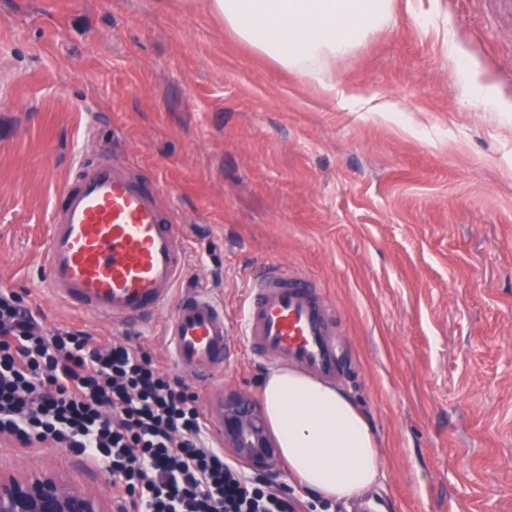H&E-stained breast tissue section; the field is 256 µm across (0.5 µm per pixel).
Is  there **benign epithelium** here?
Instances as JSON below:
<instances>
[{
  "label": "benign epithelium",
  "mask_w": 512,
  "mask_h": 512,
  "mask_svg": "<svg viewBox=\"0 0 512 512\" xmlns=\"http://www.w3.org/2000/svg\"><path fill=\"white\" fill-rule=\"evenodd\" d=\"M224 447L255 473L272 475L277 446L263 409L238 394L224 398ZM0 512H109L106 500L51 470H0Z\"/></svg>",
  "instance_id": "1"
}]
</instances>
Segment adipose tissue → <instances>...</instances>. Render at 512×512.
Listing matches in <instances>:
<instances>
[{
	"mask_svg": "<svg viewBox=\"0 0 512 512\" xmlns=\"http://www.w3.org/2000/svg\"><path fill=\"white\" fill-rule=\"evenodd\" d=\"M203 3L240 41L302 76L379 30L392 0H182ZM266 417L289 470L329 498L350 499L382 476L370 421L343 391L294 369L263 379Z\"/></svg>",
	"mask_w": 512,
	"mask_h": 512,
	"instance_id": "ef3b65f1",
	"label": "adipose tissue"
}]
</instances>
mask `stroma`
Wrapping results in <instances>:
<instances>
[{"instance_id": "35a3bbf8", "label": "stroma", "mask_w": 512, "mask_h": 512, "mask_svg": "<svg viewBox=\"0 0 512 512\" xmlns=\"http://www.w3.org/2000/svg\"><path fill=\"white\" fill-rule=\"evenodd\" d=\"M391 101L398 113L378 107ZM159 178L187 239L182 287L224 302L221 384L262 400L241 307L262 264L313 279L356 368L339 381L384 452L316 512H512V21L490 0H393L321 80L178 0H0V289L47 331L124 336L168 372L161 323L123 327L42 288L57 190L83 154ZM64 470V448L0 444V469Z\"/></svg>"}]
</instances>
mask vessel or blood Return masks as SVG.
Masks as SVG:
<instances>
[{"label":"vessel or blood","instance_id":"vessel-or-blood-1","mask_svg":"<svg viewBox=\"0 0 512 512\" xmlns=\"http://www.w3.org/2000/svg\"><path fill=\"white\" fill-rule=\"evenodd\" d=\"M158 178L107 156L81 158L58 189L46 245L39 256L44 287L53 297L97 317L134 321L159 314L175 300L165 334L175 365L208 383L205 414L224 430V373L229 328L224 306L207 289L177 294L187 248L177 210L162 202ZM335 307L308 277L264 268L243 311L251 356L334 382L346 370Z\"/></svg>","mask_w":512,"mask_h":512}]
</instances>
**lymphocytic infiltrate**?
<instances>
[{"label":"lymphocytic infiltrate","instance_id":"lymphocytic-infiltrate-1","mask_svg":"<svg viewBox=\"0 0 512 512\" xmlns=\"http://www.w3.org/2000/svg\"><path fill=\"white\" fill-rule=\"evenodd\" d=\"M0 437L54 442L102 469L122 512H298L247 480L210 437L199 397L119 336L47 334L0 291Z\"/></svg>","mask_w":512,"mask_h":512}]
</instances>
